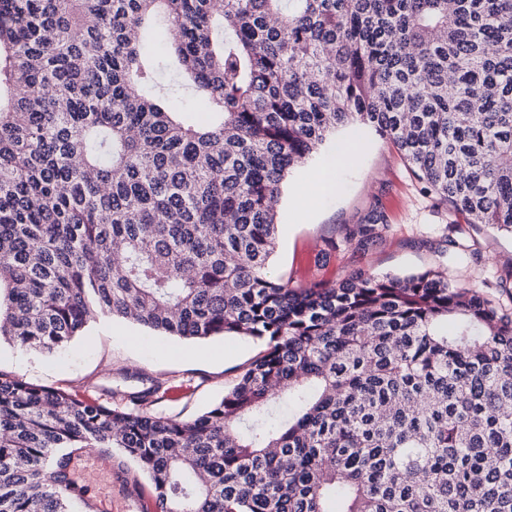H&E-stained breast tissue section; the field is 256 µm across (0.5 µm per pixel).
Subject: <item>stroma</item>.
Segmentation results:
<instances>
[{"mask_svg":"<svg viewBox=\"0 0 512 512\" xmlns=\"http://www.w3.org/2000/svg\"><path fill=\"white\" fill-rule=\"evenodd\" d=\"M339 141L360 142L363 151L355 166L339 171L338 192L316 187L323 157L286 182L271 262L274 276L306 287L334 285L357 272L406 276L434 269L512 315V234L449 212L411 174L397 149L375 133L339 130L325 154ZM376 211L385 226L376 242L360 244L353 231ZM263 349L262 342L239 336L200 342L153 336L102 316L54 356L1 345L0 371L110 404L127 403L156 386L161 394L153 407L157 415L191 419L219 401ZM74 461L84 501L108 495L112 512H155L147 478L120 453H113L108 470L98 465L92 449Z\"/></svg>","mask_w":512,"mask_h":512,"instance_id":"35a3bbf8","label":"stroma"}]
</instances>
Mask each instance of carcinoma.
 <instances>
[{"mask_svg": "<svg viewBox=\"0 0 512 512\" xmlns=\"http://www.w3.org/2000/svg\"><path fill=\"white\" fill-rule=\"evenodd\" d=\"M348 126L512 234V0H0V343L109 315L266 344L191 420L0 372V512H73L86 448L158 512H512V316L438 270L269 272L273 201Z\"/></svg>", "mask_w": 512, "mask_h": 512, "instance_id": "carcinoma-1", "label": "carcinoma"}]
</instances>
